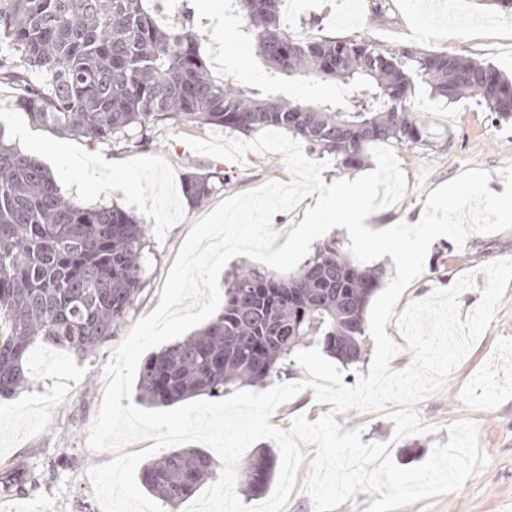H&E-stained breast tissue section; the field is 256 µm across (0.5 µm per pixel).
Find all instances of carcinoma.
<instances>
[{"label": "carcinoma", "instance_id": "1", "mask_svg": "<svg viewBox=\"0 0 512 512\" xmlns=\"http://www.w3.org/2000/svg\"><path fill=\"white\" fill-rule=\"evenodd\" d=\"M243 14V33L268 67L267 86L243 88L214 75L201 38L183 24L163 25L151 0H0V77L25 86L18 105L38 124L103 142L175 118L248 135L283 129L350 170L365 145L425 142L428 122L409 106L414 80L450 103L480 98L512 116V80L469 57L383 49L366 36L302 42L281 24L282 0H227ZM44 76L35 83L31 75ZM348 85L344 102L301 104L275 93L284 78ZM224 179L190 171L193 203ZM146 227L116 206L88 208L63 196L47 168L0 141V397L30 380L36 343L76 357L116 335L143 285ZM385 270L357 261L332 237L286 275L241 266L225 281L224 309L203 328L149 355L138 397L160 408L281 377L304 345L317 344L346 365L363 361L367 310ZM216 463L181 448L146 463L144 488L170 506L193 496ZM275 457L262 451L239 468L246 492L265 493Z\"/></svg>", "mask_w": 512, "mask_h": 512}]
</instances>
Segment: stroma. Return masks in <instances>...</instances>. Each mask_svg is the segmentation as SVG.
I'll list each match as a JSON object with an SVG mask.
<instances>
[{
  "label": "stroma",
  "instance_id": "1",
  "mask_svg": "<svg viewBox=\"0 0 512 512\" xmlns=\"http://www.w3.org/2000/svg\"><path fill=\"white\" fill-rule=\"evenodd\" d=\"M282 20L297 39L364 32L382 48L409 45L464 55L512 77V14L498 9L493 0H458L450 14L435 11L432 0H283ZM244 24L241 13L228 9L222 26L198 22L194 28L215 75L229 76L245 88H261L267 81L263 61L255 52H239L246 44L241 35ZM279 91L289 100L313 103L352 96L355 88L304 78L284 82ZM20 95L19 87L0 80V139L47 166L65 197L87 207L114 204L133 212L147 228L146 274L145 287L125 325L95 354L81 359L49 345L35 347L30 353L29 389L0 397V482L12 476L20 479L16 490H0V512H102L88 471L113 455L89 450L87 437L102 401L103 371L112 351L131 325L157 307L168 271L195 221L221 198L272 180L288 182L293 174L278 153L250 152L239 163L196 153L189 139H208L213 127L175 119L155 124L150 143L132 149L62 134L34 123L18 107ZM410 107L425 114L433 145L395 147L407 190L398 203L370 216L366 225L373 230L401 221L419 222L429 193L469 169L488 172V187L494 193L504 190L500 171L512 163V117L496 119L472 98L448 102L419 83L411 88ZM68 153L111 166L109 182L83 187L81 172L65 165ZM191 165L223 176L221 194L191 204L183 193ZM504 258H512V230L473 234L460 246L438 238L422 273L408 285L394 311L402 313L408 303L472 273L476 286L460 297V313L468 315L486 286L482 266ZM330 409L307 389L278 407L270 422L287 431L296 417L313 422ZM416 409L428 434L399 440L393 437L394 424L386 408L351 410L336 420L343 430H359L362 442L389 444L393 461L402 468L425 462L435 445L448 442L451 424L469 421L488 463L458 490L420 500L400 512H512V284L468 356Z\"/></svg>",
  "mask_w": 512,
  "mask_h": 512
}]
</instances>
